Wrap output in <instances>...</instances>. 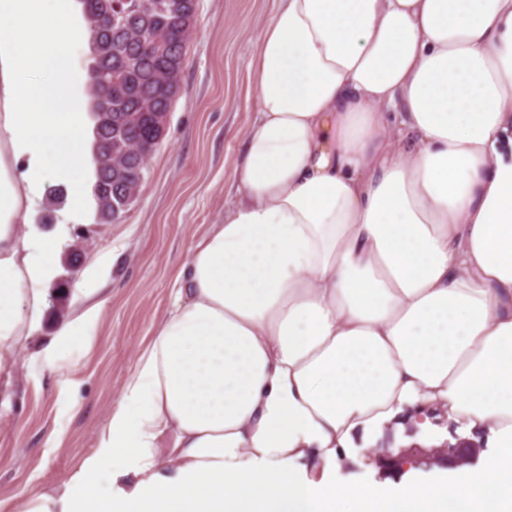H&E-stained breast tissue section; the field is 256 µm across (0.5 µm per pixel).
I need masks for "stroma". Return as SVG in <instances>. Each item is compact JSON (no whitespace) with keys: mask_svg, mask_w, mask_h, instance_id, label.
Instances as JSON below:
<instances>
[{"mask_svg":"<svg viewBox=\"0 0 512 512\" xmlns=\"http://www.w3.org/2000/svg\"><path fill=\"white\" fill-rule=\"evenodd\" d=\"M274 2L198 0L182 89L125 217L100 225L94 209H49L44 198L36 199L33 220L40 230L64 222L90 233L81 271L62 266L58 274L75 287L83 269L95 268L102 309L85 325L83 341L44 353L58 326L50 310L30 340L0 352V512H27L39 493L59 485L93 450L138 348L171 304L176 271L192 243L234 202L232 162L256 116L249 63ZM460 438L485 459L483 435L433 413L421 429L386 428L373 454L365 440L354 439L340 449L329 477L381 486L437 481L452 468L430 463V456Z\"/></svg>","mask_w":512,"mask_h":512,"instance_id":"1","label":"stroma"}]
</instances>
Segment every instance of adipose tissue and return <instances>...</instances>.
I'll return each instance as SVG.
<instances>
[{"mask_svg": "<svg viewBox=\"0 0 512 512\" xmlns=\"http://www.w3.org/2000/svg\"><path fill=\"white\" fill-rule=\"evenodd\" d=\"M74 0H0V351L87 202ZM238 200L195 241L106 426L33 512H512V0H276ZM441 409L496 440L433 483L336 484Z\"/></svg>", "mask_w": 512, "mask_h": 512, "instance_id": "obj_1", "label": "adipose tissue"}]
</instances>
